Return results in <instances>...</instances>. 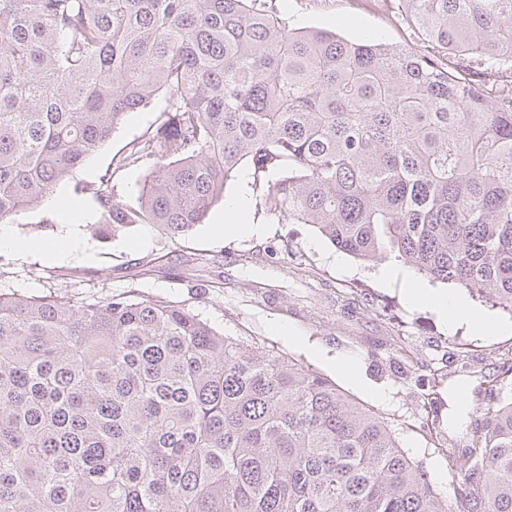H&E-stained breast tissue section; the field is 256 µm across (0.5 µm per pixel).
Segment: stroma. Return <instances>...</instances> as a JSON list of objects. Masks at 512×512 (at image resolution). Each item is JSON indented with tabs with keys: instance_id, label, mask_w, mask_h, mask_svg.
<instances>
[{
	"instance_id": "1",
	"label": "stroma",
	"mask_w": 512,
	"mask_h": 512,
	"mask_svg": "<svg viewBox=\"0 0 512 512\" xmlns=\"http://www.w3.org/2000/svg\"><path fill=\"white\" fill-rule=\"evenodd\" d=\"M266 6L292 28L328 29L350 40L374 36L394 45L414 41L405 21L389 20L378 0H266ZM165 103L161 96L153 108L129 113L110 140L56 186V207L42 204L10 222L12 236L27 247L0 249V290L74 302L131 294L185 304L225 335L275 347L317 370L386 418L402 447L426 466L437 492L452 496L448 445H465L471 421L469 414L456 415L452 389H466L468 408L476 407L500 354L512 353V315L470 294L471 308L508 325L509 333L483 336L465 326L449 331L433 307L409 303L401 281L382 280L383 262L340 254L311 225L272 220L256 204L247 235L216 232L223 201L182 237L151 224L118 233L102 227L95 188L108 184L117 199L138 192L146 170L122 160ZM75 199L78 214L69 207ZM63 237L74 248L54 258L50 249ZM155 255L164 256L166 273L139 276V262ZM461 353L470 370L454 364ZM343 363L355 366L358 383L343 376ZM379 392L384 401L376 400Z\"/></svg>"
}]
</instances>
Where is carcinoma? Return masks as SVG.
<instances>
[{
  "instance_id": "1",
  "label": "carcinoma",
  "mask_w": 512,
  "mask_h": 512,
  "mask_svg": "<svg viewBox=\"0 0 512 512\" xmlns=\"http://www.w3.org/2000/svg\"><path fill=\"white\" fill-rule=\"evenodd\" d=\"M390 16L421 48L264 0H0V221L163 91L138 195L95 189L112 231L189 232L247 164L267 216L512 313V0ZM511 386L507 354L447 499L382 417L183 305L0 291V512H512Z\"/></svg>"
}]
</instances>
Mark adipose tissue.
I'll return each instance as SVG.
<instances>
[{"mask_svg": "<svg viewBox=\"0 0 512 512\" xmlns=\"http://www.w3.org/2000/svg\"><path fill=\"white\" fill-rule=\"evenodd\" d=\"M383 278L398 279L404 282L408 300L414 304H431L438 314L446 320L449 328H456L460 324L469 325L473 331L488 336L502 333L500 325L482 313L473 310L465 298L458 294H436L430 292L420 282L410 279L408 273L400 266L393 265L382 273Z\"/></svg>", "mask_w": 512, "mask_h": 512, "instance_id": "ef3b65f1", "label": "adipose tissue"}]
</instances>
